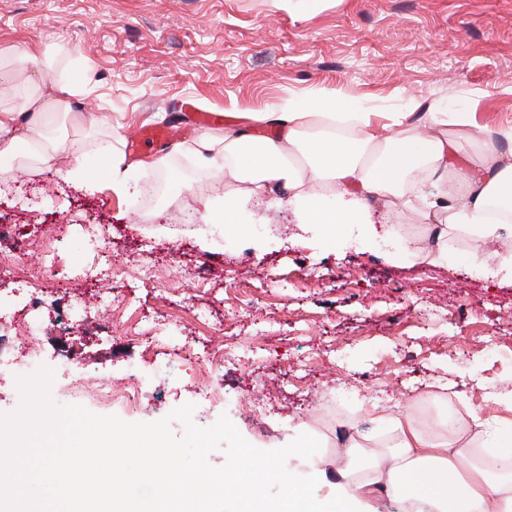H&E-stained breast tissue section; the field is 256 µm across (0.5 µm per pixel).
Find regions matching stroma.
<instances>
[{"label": "stroma", "instance_id": "1", "mask_svg": "<svg viewBox=\"0 0 512 512\" xmlns=\"http://www.w3.org/2000/svg\"><path fill=\"white\" fill-rule=\"evenodd\" d=\"M5 46L30 50L41 64H0V91L28 77L77 79L72 111L49 113L39 127L65 145L82 143L87 154L140 126H166L171 107L188 100L224 113L223 125L209 130L218 139L228 130L274 136L249 115L292 98L337 94L380 125L400 113L407 135L429 107L463 108L479 131L445 132L459 144V162L472 165L496 143L497 129L512 124V0H301L293 9L275 0H0ZM197 140L144 145L121 198L86 191L53 165L0 168V261L19 274L0 286V309L38 325L54 403L80 376L90 387L80 404L98 415L154 422L190 403L196 425L228 416L262 450L306 433L319 451L290 456L286 466L317 476L320 497L344 488L358 512H403L404 494L359 488L344 476L369 468L382 430L377 416L411 418L431 436L442 433L439 419L452 405L490 423L503 416L493 397L512 391V283L477 278L470 265H497L512 245L454 229L432 242L422 199L406 206L372 197L367 219L388 237L330 246L282 184L256 190L200 165ZM228 194L237 196L248 234L209 223V210ZM86 224L102 225L111 241L95 283L78 277L93 257ZM47 225L61 230L57 276L36 245ZM442 250L447 262H425ZM143 268L152 284L132 289ZM176 268L191 283L173 279ZM98 290L114 301L111 335L94 316L79 336L60 332L58 309ZM150 336L223 354L215 383L225 403L204 401L192 365L180 358L177 380L145 371L137 408L101 406L94 389L123 387ZM239 395L263 403L261 420L240 410Z\"/></svg>", "mask_w": 512, "mask_h": 512}]
</instances>
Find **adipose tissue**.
Wrapping results in <instances>:
<instances>
[{
  "mask_svg": "<svg viewBox=\"0 0 512 512\" xmlns=\"http://www.w3.org/2000/svg\"><path fill=\"white\" fill-rule=\"evenodd\" d=\"M78 93L74 83L46 80L27 86L20 94L0 95V160L15 159L23 152L29 159L49 162L47 152L30 149V127L20 118L27 112L69 111L70 99ZM443 116L441 109H431L423 115V130L406 137L392 125H374L370 112L345 99L328 98L316 105L292 99L253 115L254 121L276 127L277 136L258 139L228 131L219 153L215 150L219 142L205 135L194 154L201 162L256 185L284 181L293 198L303 204L310 223L319 225L325 238L333 242L343 239L352 226L358 229V241L376 240L375 224L359 220V203L394 193L421 197L420 185L409 182L407 175L424 164L440 174L455 170L467 188V203L448 209L449 226L478 239L497 238L504 232L512 235L511 224L505 226L489 217L493 205L512 213V125L497 131L507 150L491 151L485 170L480 171L455 166L456 145L439 132ZM293 151L311 159L310 172L317 184L335 187L334 206H326L322 194L304 190L302 181L292 176L288 158ZM95 166L105 168L114 193L127 191L132 167L125 152L111 144L95 157L75 156L66 176L88 183ZM500 403L506 414L496 425L477 417L472 420L483 447L497 451V476L473 466L472 448L456 436L435 443L412 422L399 418L387 421L397 437L395 449L375 457L374 468L384 469L387 486L410 492L433 512H512V393L502 396Z\"/></svg>",
  "mask_w": 512,
  "mask_h": 512,
  "instance_id": "obj_1",
  "label": "adipose tissue"
}]
</instances>
